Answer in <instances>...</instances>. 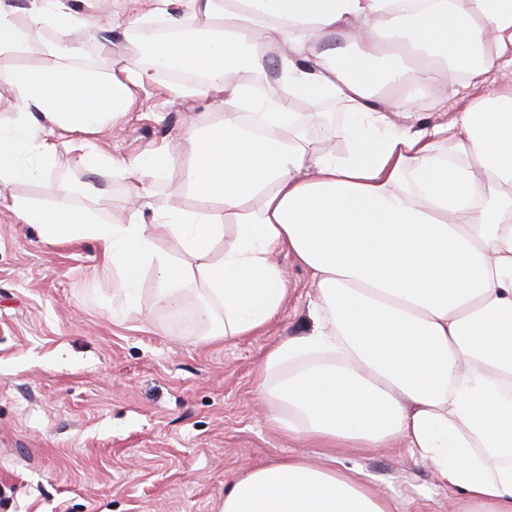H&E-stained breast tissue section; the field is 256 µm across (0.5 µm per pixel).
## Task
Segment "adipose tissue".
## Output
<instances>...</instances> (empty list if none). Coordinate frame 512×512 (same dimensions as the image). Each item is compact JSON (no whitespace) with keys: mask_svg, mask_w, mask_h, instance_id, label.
<instances>
[{"mask_svg":"<svg viewBox=\"0 0 512 512\" xmlns=\"http://www.w3.org/2000/svg\"><path fill=\"white\" fill-rule=\"evenodd\" d=\"M153 2L136 21L135 61L0 74L19 112L0 127V185L46 178L61 130L80 167L129 181L133 220L104 224L74 206L88 183L52 187L48 205L11 197L12 209L45 241H99L122 295L150 265L160 301L201 282L213 340L255 335L277 315L287 288L270 255L286 251L314 297L307 332L267 351L256 385L276 427L319 448L399 446L431 463L460 512H512V83L497 78L512 0H423L409 12L402 0H193L186 20L174 0ZM15 14L0 0V54L28 53L29 30L47 28L75 57L92 29L69 0H30L24 29ZM163 70L200 74L174 92L221 94L222 122L113 159L97 135ZM460 76L488 94L448 121H388L412 117L420 96L443 103ZM301 100L346 104L345 154L310 147ZM186 146L183 188L200 208L151 206ZM160 230L181 258L159 250ZM222 512L403 510L352 474L288 456L238 478Z\"/></svg>","mask_w":512,"mask_h":512,"instance_id":"adipose-tissue-1","label":"adipose tissue"}]
</instances>
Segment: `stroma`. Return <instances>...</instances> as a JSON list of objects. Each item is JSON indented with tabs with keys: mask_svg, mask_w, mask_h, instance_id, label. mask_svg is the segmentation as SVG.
Segmentation results:
<instances>
[{
	"mask_svg": "<svg viewBox=\"0 0 512 512\" xmlns=\"http://www.w3.org/2000/svg\"><path fill=\"white\" fill-rule=\"evenodd\" d=\"M111 41V58L132 54L135 21L151 0H71ZM158 77L136 108L106 129L99 146L129 160L180 135L188 124L224 118L212 100L169 94ZM57 158L46 181L0 189V512H221L232 482L288 455L342 468L374 490L448 512L450 496L429 463L398 449L314 448L288 440L268 420L255 382L274 344L309 326V276L286 252L271 260L287 279L279 314L256 336L206 342L198 307L204 286L186 285L176 305L156 300L146 268L131 297L115 294L90 238L53 243L3 200L48 203L47 184L94 181L77 194L109 224L133 214L124 180L93 177L73 162L67 133L54 134Z\"/></svg>",
	"mask_w": 512,
	"mask_h": 512,
	"instance_id": "1",
	"label": "stroma"
}]
</instances>
